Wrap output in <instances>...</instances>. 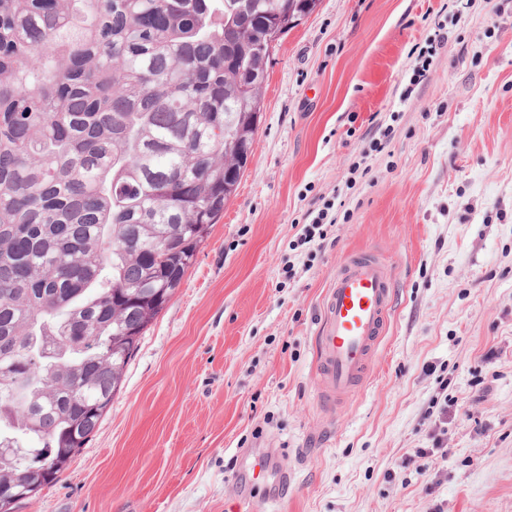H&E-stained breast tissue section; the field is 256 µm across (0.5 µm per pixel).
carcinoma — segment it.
I'll list each match as a JSON object with an SVG mask.
<instances>
[{"instance_id": "cac0c4a2", "label": "carcinoma", "mask_w": 512, "mask_h": 512, "mask_svg": "<svg viewBox=\"0 0 512 512\" xmlns=\"http://www.w3.org/2000/svg\"><path fill=\"white\" fill-rule=\"evenodd\" d=\"M288 2L0 0V488L111 408L246 171Z\"/></svg>"}]
</instances>
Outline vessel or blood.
I'll return each mask as SVG.
<instances>
[{
    "label": "vessel or blood",
    "mask_w": 512,
    "mask_h": 512,
    "mask_svg": "<svg viewBox=\"0 0 512 512\" xmlns=\"http://www.w3.org/2000/svg\"><path fill=\"white\" fill-rule=\"evenodd\" d=\"M394 299V272L373 253L348 257L336 270L322 302L316 334L318 384L327 406L340 404L369 374L371 362L386 330ZM275 473L269 501L288 492V476L275 472L272 454L244 456L245 482L257 473Z\"/></svg>",
    "instance_id": "b4317fda"
}]
</instances>
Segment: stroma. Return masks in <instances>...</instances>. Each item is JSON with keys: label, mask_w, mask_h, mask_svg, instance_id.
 Masks as SVG:
<instances>
[{"label": "stroma", "mask_w": 512, "mask_h": 512, "mask_svg": "<svg viewBox=\"0 0 512 512\" xmlns=\"http://www.w3.org/2000/svg\"><path fill=\"white\" fill-rule=\"evenodd\" d=\"M362 249L394 308L332 410L316 332ZM440 429L447 456L419 457ZM250 450L287 471L280 503L241 488ZM14 512H512V0H319L278 41L235 195L90 441Z\"/></svg>", "instance_id": "obj_1"}]
</instances>
